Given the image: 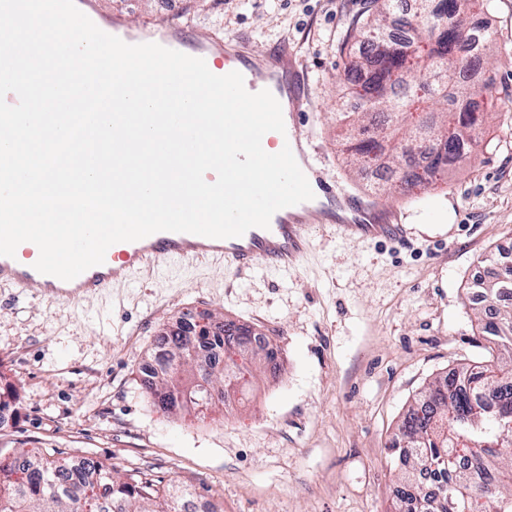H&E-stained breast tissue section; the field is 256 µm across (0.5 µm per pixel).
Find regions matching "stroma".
Here are the masks:
<instances>
[{
  "instance_id": "obj_1",
  "label": "stroma",
  "mask_w": 512,
  "mask_h": 512,
  "mask_svg": "<svg viewBox=\"0 0 512 512\" xmlns=\"http://www.w3.org/2000/svg\"><path fill=\"white\" fill-rule=\"evenodd\" d=\"M130 26H184L188 41L224 30L253 51L281 42L303 74L305 130L330 178L370 194L336 122L338 77L362 53L347 41L367 0H98ZM481 22L497 38L489 75L512 101V0ZM374 197L397 212L404 242L358 241L320 229L294 270L239 273L219 261L144 271L84 303L44 301L0 284V385L20 415L0 451L88 456L156 484L189 487L218 512H386L398 469L388 446L415 395L464 364H505L489 348L467 297L473 271L512 249V113L487 120L461 166L425 188ZM451 210L452 221L433 220ZM186 308L263 333L279 348L278 376L254 371L249 405L199 419L155 411L141 371Z\"/></svg>"
}]
</instances>
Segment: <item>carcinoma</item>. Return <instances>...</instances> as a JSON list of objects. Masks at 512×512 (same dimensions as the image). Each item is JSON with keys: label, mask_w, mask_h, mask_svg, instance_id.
Wrapping results in <instances>:
<instances>
[{"label": "carcinoma", "mask_w": 512, "mask_h": 512, "mask_svg": "<svg viewBox=\"0 0 512 512\" xmlns=\"http://www.w3.org/2000/svg\"><path fill=\"white\" fill-rule=\"evenodd\" d=\"M489 9L490 0H413V16L404 42L387 38L385 23L398 0H368V18L352 22L349 37L371 45L370 52L346 67L343 90L361 100V111L342 112L359 137L350 141L351 164L364 173L375 167L391 174L378 184L385 190L421 185L424 176L445 172L472 154L489 113L473 117L480 93L467 73L485 69L496 41L484 34L479 52L462 55L468 29L455 20L462 2ZM485 307L478 310L480 335L497 348L512 347V308L497 307L512 293V275H492L479 283ZM169 349L156 359L143 389L155 409L173 415L187 404L198 411L224 403L226 383L239 385L252 373L255 357L267 360L274 346L243 344L232 323L202 330L195 358L186 361L188 335L168 336ZM455 374L463 387L453 389L441 377L420 391L398 425L399 441L388 450L400 467L390 512L400 502L414 512H512V366L469 364ZM429 469L443 479L430 496L415 471ZM194 495L186 486L156 488L141 472L125 476L100 461L75 467L34 451L0 455V512H190Z\"/></svg>", "instance_id": "cac0c4a2"}]
</instances>
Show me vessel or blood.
<instances>
[{"mask_svg": "<svg viewBox=\"0 0 512 512\" xmlns=\"http://www.w3.org/2000/svg\"><path fill=\"white\" fill-rule=\"evenodd\" d=\"M75 4L102 31L126 43L154 42L204 59L208 69L216 75L223 74V62L230 61L236 63L249 92L266 89L272 94L286 96L288 104L282 109L286 133L279 136L278 141L289 144L320 203L312 207L303 202L280 209L272 216L269 228H253L235 238L214 239L161 231L137 241L118 242L107 250L104 263L87 269L70 281L40 273L33 263L0 256V283L10 284L25 295L80 303L109 292L135 270L155 262L184 263L213 258L240 271L254 269L260 264L288 271L306 253L313 232L326 225L353 239L403 236L404 229L395 218L372 220L374 205L341 189L335 180L327 178L317 163L309 139L302 130L304 89L287 84L283 79L297 63L292 49L281 45L257 55L242 37L226 32L212 34L203 42L191 45L184 41L178 27L161 25L132 32L127 29L123 16L100 13L97 0H75Z\"/></svg>", "mask_w": 512, "mask_h": 512, "instance_id": "1", "label": "vessel or blood"}]
</instances>
